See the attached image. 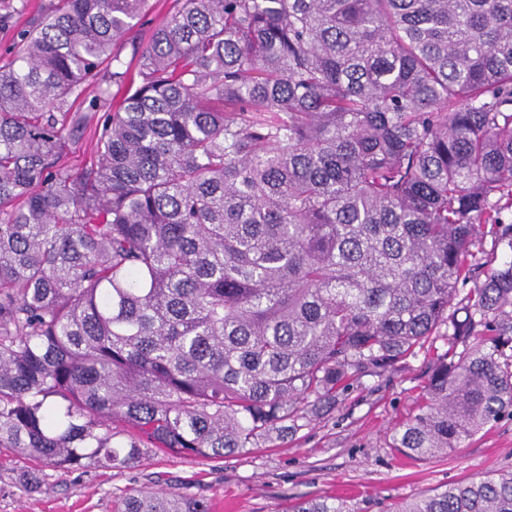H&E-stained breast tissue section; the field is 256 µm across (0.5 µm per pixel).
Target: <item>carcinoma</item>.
<instances>
[{"mask_svg":"<svg viewBox=\"0 0 512 512\" xmlns=\"http://www.w3.org/2000/svg\"><path fill=\"white\" fill-rule=\"evenodd\" d=\"M149 7L57 0L0 66V448L66 472L265 448L433 336L391 447L512 417V260L448 312L477 240L512 251V0H172L145 40ZM394 512H512V472Z\"/></svg>","mask_w":512,"mask_h":512,"instance_id":"carcinoma-1","label":"carcinoma"}]
</instances>
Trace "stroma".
I'll return each instance as SVG.
<instances>
[{
	"label": "stroma",
	"instance_id": "1",
	"mask_svg": "<svg viewBox=\"0 0 512 512\" xmlns=\"http://www.w3.org/2000/svg\"><path fill=\"white\" fill-rule=\"evenodd\" d=\"M447 348L428 341L385 375L362 378L275 448L207 461L151 452L122 469H47L34 488L22 480L30 461L1 449L0 512H111L113 499L143 489L193 494L211 512H286L319 497L346 498L355 512H390L421 492L512 471L507 417L443 457L413 460L391 448L393 429L417 411L428 362Z\"/></svg>",
	"mask_w": 512,
	"mask_h": 512
}]
</instances>
